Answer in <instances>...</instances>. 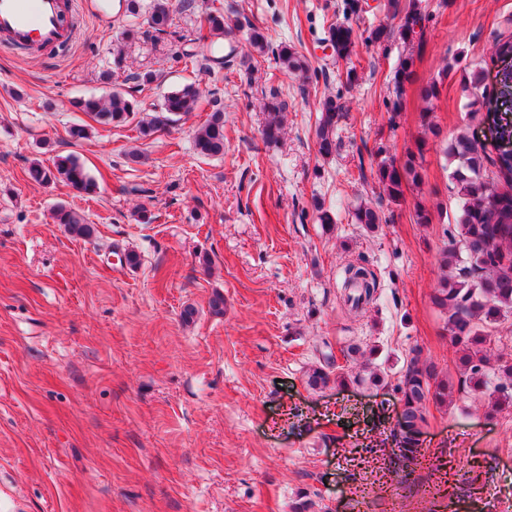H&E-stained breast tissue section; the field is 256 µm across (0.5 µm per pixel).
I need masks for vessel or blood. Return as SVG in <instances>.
<instances>
[{
  "label": "vessel or blood",
  "mask_w": 512,
  "mask_h": 512,
  "mask_svg": "<svg viewBox=\"0 0 512 512\" xmlns=\"http://www.w3.org/2000/svg\"><path fill=\"white\" fill-rule=\"evenodd\" d=\"M74 17L64 0H0V45L46 55L70 46Z\"/></svg>",
  "instance_id": "obj_1"
}]
</instances>
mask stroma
Segmentation results:
<instances>
[{"label":"stroma","instance_id":"1","mask_svg":"<svg viewBox=\"0 0 512 512\" xmlns=\"http://www.w3.org/2000/svg\"><path fill=\"white\" fill-rule=\"evenodd\" d=\"M359 2L354 14L348 0H222L240 52L250 26L267 36L249 72L234 62L201 74L175 60L198 35L194 10H175L160 36L142 17L107 24L83 12L75 43L53 58L0 50V512H503L512 408L486 419L485 398L456 388L449 406H430L417 463H398L391 431L412 351L458 376L432 302L438 250L461 214L445 146L464 135L496 152L462 73L512 36V0H418L424 37L407 43L370 34L398 27L409 0ZM130 22L138 33L126 40ZM337 24L353 29L346 60L323 43ZM284 48L302 70L284 68ZM404 62L412 82L397 102L388 82ZM146 71L160 78L137 90L132 77ZM435 80L439 95L425 100ZM189 82L197 109L149 137L73 105L115 88L146 115ZM272 95L286 108L268 142ZM328 99L343 116L324 156ZM217 107L224 153L203 158L194 134ZM423 112L439 135L422 127ZM76 124L88 138L72 139ZM417 149L421 181L383 201L377 163ZM66 155L96 181L92 193L29 179L32 162ZM60 204L93 224L91 239L55 224ZM361 205L379 208L378 227L358 224ZM420 209L430 223H417ZM350 262L380 283L356 314L339 299ZM217 292L220 316L209 308ZM351 339L360 351L347 357ZM326 354L350 383L309 386ZM376 364L387 376L374 386ZM340 118V112L333 100H327L322 107L321 123L317 133L318 151L321 154H332L336 149V140L333 133L336 123Z\"/></svg>","mask_w":512,"mask_h":512}]
</instances>
